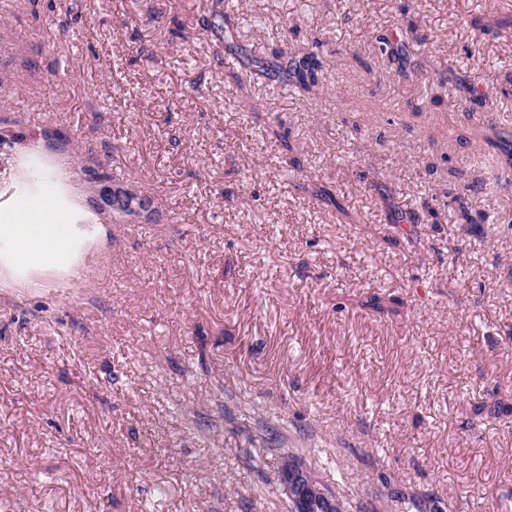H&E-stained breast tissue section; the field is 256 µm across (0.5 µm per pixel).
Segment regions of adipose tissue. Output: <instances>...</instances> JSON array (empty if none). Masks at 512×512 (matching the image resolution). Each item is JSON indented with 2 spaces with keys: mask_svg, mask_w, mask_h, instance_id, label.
Wrapping results in <instances>:
<instances>
[{
  "mask_svg": "<svg viewBox=\"0 0 512 512\" xmlns=\"http://www.w3.org/2000/svg\"><path fill=\"white\" fill-rule=\"evenodd\" d=\"M76 224L70 203L34 190H23L0 204V270L7 280H29L54 263L81 277L84 267L76 255Z\"/></svg>",
  "mask_w": 512,
  "mask_h": 512,
  "instance_id": "obj_1",
  "label": "adipose tissue"
}]
</instances>
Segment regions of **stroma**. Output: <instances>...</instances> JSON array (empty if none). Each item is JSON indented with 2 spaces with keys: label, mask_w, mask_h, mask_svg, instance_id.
<instances>
[{
  "label": "stroma",
  "mask_w": 512,
  "mask_h": 512,
  "mask_svg": "<svg viewBox=\"0 0 512 512\" xmlns=\"http://www.w3.org/2000/svg\"><path fill=\"white\" fill-rule=\"evenodd\" d=\"M214 8L0 0V203L54 130L96 225L83 279L0 286V512H288L283 448L372 512H512V192L477 137L512 133V0H235L256 58L324 41L305 95L228 69ZM410 24L404 83L374 36ZM99 170L149 222L94 210ZM411 45L410 42L394 44L388 37L384 35L379 36L377 43L382 44L385 48L391 47V58L397 62V76L404 80H409L418 74H424L425 59L417 57L412 51L411 47L414 45H421L425 41V37L421 36L417 29H410ZM467 200L465 194L457 191L456 188H448V202L454 205L458 224H467L473 229L481 224L483 216L473 215Z\"/></svg>",
  "instance_id": "stroma-1"
}]
</instances>
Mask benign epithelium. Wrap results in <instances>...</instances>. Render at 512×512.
<instances>
[{"instance_id":"benign-epithelium-1","label":"benign epithelium","mask_w":512,"mask_h":512,"mask_svg":"<svg viewBox=\"0 0 512 512\" xmlns=\"http://www.w3.org/2000/svg\"><path fill=\"white\" fill-rule=\"evenodd\" d=\"M129 189L99 182L92 202L105 214L118 213L132 221L147 216L151 201L142 195L128 199ZM279 481L288 496V512H345L343 499L336 488L303 464L292 463L280 470Z\"/></svg>"}]
</instances>
